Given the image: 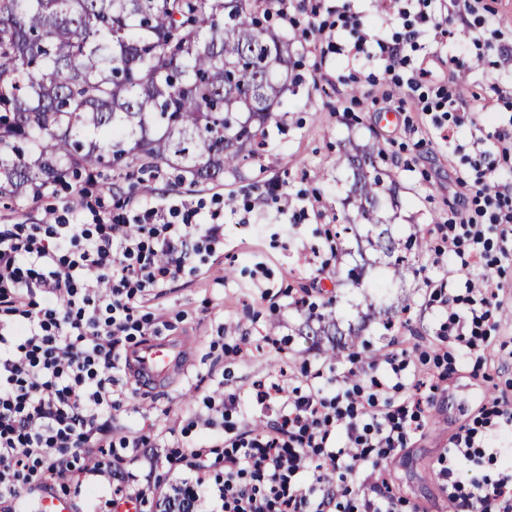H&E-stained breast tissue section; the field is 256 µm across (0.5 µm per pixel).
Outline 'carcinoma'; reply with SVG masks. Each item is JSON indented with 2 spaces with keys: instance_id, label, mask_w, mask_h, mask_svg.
<instances>
[{
  "instance_id": "obj_1",
  "label": "carcinoma",
  "mask_w": 512,
  "mask_h": 512,
  "mask_svg": "<svg viewBox=\"0 0 512 512\" xmlns=\"http://www.w3.org/2000/svg\"><path fill=\"white\" fill-rule=\"evenodd\" d=\"M0 0V201L38 199L58 187L82 203V175L99 166L134 181L240 179L288 91L291 39L262 20L276 0ZM381 146L350 145L347 199L372 228L384 187ZM408 267L384 229L367 237ZM331 359L353 345L331 314Z\"/></svg>"
}]
</instances>
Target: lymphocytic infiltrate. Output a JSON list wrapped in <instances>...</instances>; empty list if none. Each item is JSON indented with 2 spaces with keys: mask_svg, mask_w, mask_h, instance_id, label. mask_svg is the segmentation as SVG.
Wrapping results in <instances>:
<instances>
[{
  "mask_svg": "<svg viewBox=\"0 0 512 512\" xmlns=\"http://www.w3.org/2000/svg\"><path fill=\"white\" fill-rule=\"evenodd\" d=\"M453 217L435 230L448 244L457 271L482 266L467 278L460 311L451 313L441 336L466 357L481 355L480 342L493 317L496 283L488 258L486 224L512 236V185H490L481 163L457 179ZM79 220L0 225V506L5 512H42L23 496L26 484L70 477L77 462L97 449L119 445L139 453L156 447L151 465L181 467L182 475L157 503V512H340L351 487H335L318 474L301 477L315 461L354 473L393 456L422 435L418 400L408 391L410 362L391 353L384 378L357 383L356 370L326 388L307 381L286 389L271 383L256 404L274 413L260 431L236 433L223 446L212 432L224 414L239 408L237 394L208 397L200 445L178 451L163 433L145 439L129 433L113 439L112 419L127 389L123 355L143 332L136 318L148 292L165 287L194 257L224 240L219 211L182 199L169 204L143 196L134 209L112 214L100 199L85 196ZM512 427V411L493 405L481 420L450 441L448 465L480 464L482 429ZM348 445H337L338 434ZM220 454L216 472L211 454ZM505 481L472 479L452 484L456 512H512Z\"/></svg>",
  "mask_w": 512,
  "mask_h": 512,
  "instance_id": "lymphocytic-infiltrate-1",
  "label": "lymphocytic infiltrate"
}]
</instances>
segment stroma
I'll return each mask as SVG.
<instances>
[{"instance_id": "obj_1", "label": "stroma", "mask_w": 512, "mask_h": 512, "mask_svg": "<svg viewBox=\"0 0 512 512\" xmlns=\"http://www.w3.org/2000/svg\"><path fill=\"white\" fill-rule=\"evenodd\" d=\"M325 4L319 21L336 28L331 38L310 34V0H290L287 17L272 20L292 38L297 61L280 107L284 120L268 130L273 167L253 163L237 180L178 187L162 178L130 185L111 169L101 171L99 183L112 205L136 204L138 195L149 192L223 210L227 196L236 198L233 211L224 215L223 247L195 257L189 271L149 295L154 320L145 336L192 342L184 368L157 392L130 396L112 435L166 427L190 445L199 438L203 399L215 390L247 399L256 384L282 376L292 387L315 374L326 384L366 356L404 350L417 379L436 388L423 414L422 437L376 468L351 475L339 470L334 480L339 486L387 482L397 512H448L451 482L468 484L473 473L462 465L443 476L449 441L491 402L512 408V259L502 260L495 276L502 284L497 326L483 344L479 369L447 357L438 332L448 309L429 305L425 281L448 279L450 296L463 291L464 276L433 267L441 240L432 229L446 223L456 179L469 170L476 150L486 153L482 165L489 180L512 182V161L494 146L497 132L512 119V0H480L474 11L450 14L444 40L435 38L430 24H419V49L410 68L419 75L422 93L435 97L452 82L462 101L437 127L418 112L415 97L385 74L380 57L352 56L354 34L336 27L344 0ZM470 30L481 33L480 42H463ZM351 142H377L385 152L380 166L396 184L397 205L384 213L393 237L426 241L424 252L409 255L404 278H392L386 263H362L359 245L369 226L345 203L352 173L342 155ZM71 206L65 190L0 203V225L39 224ZM359 264L364 271L356 286L346 272ZM326 303L341 329L360 330L356 352L334 363L324 354L327 337L301 332L311 306ZM371 305L404 311L408 326L390 332L377 321H364Z\"/></svg>"}]
</instances>
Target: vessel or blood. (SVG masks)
I'll return each instance as SVG.
<instances>
[{"mask_svg": "<svg viewBox=\"0 0 512 512\" xmlns=\"http://www.w3.org/2000/svg\"><path fill=\"white\" fill-rule=\"evenodd\" d=\"M188 357L185 341L168 338L143 342L130 350L125 370L140 389L146 390L180 369Z\"/></svg>", "mask_w": 512, "mask_h": 512, "instance_id": "1", "label": "vessel or blood"}]
</instances>
